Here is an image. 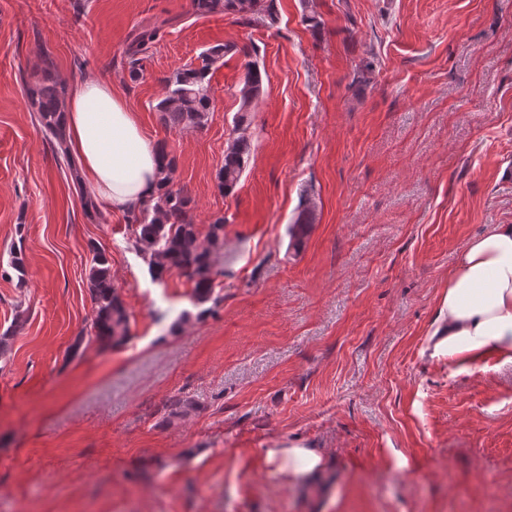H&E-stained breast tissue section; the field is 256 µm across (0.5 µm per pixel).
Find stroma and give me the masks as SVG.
I'll list each match as a JSON object with an SVG mask.
<instances>
[{
	"label": "stroma",
	"mask_w": 512,
	"mask_h": 512,
	"mask_svg": "<svg viewBox=\"0 0 512 512\" xmlns=\"http://www.w3.org/2000/svg\"><path fill=\"white\" fill-rule=\"evenodd\" d=\"M276 4L248 26L190 0H0V512H512V362L430 345L468 242L512 224V0ZM149 18L165 25L134 78L124 51ZM217 44L234 50L206 125L170 127L165 78ZM48 57L67 85L115 84L199 228L224 218L207 314L185 275L152 277L129 213L85 216L27 106ZM250 60L266 91L227 196ZM94 246L130 339L77 351ZM176 398L195 410L171 417ZM292 446L321 449L316 477L269 460Z\"/></svg>",
	"instance_id": "obj_1"
}]
</instances>
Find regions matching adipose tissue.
<instances>
[{
  "instance_id": "adipose-tissue-1",
  "label": "adipose tissue",
  "mask_w": 512,
  "mask_h": 512,
  "mask_svg": "<svg viewBox=\"0 0 512 512\" xmlns=\"http://www.w3.org/2000/svg\"><path fill=\"white\" fill-rule=\"evenodd\" d=\"M64 124L84 179L112 211H128L155 194V147L110 83L77 82ZM438 318L433 352L463 366L490 354L512 359V224L492 225L469 242L448 276Z\"/></svg>"
}]
</instances>
